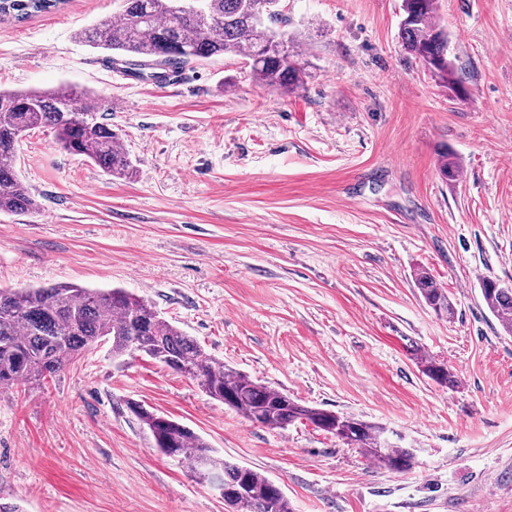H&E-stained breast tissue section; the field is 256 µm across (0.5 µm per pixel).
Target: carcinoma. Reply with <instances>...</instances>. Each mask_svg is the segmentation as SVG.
<instances>
[{
	"label": "carcinoma",
	"mask_w": 512,
	"mask_h": 512,
	"mask_svg": "<svg viewBox=\"0 0 512 512\" xmlns=\"http://www.w3.org/2000/svg\"><path fill=\"white\" fill-rule=\"evenodd\" d=\"M67 0H0L5 20L21 21L56 10ZM116 20L83 29L79 38L127 65L182 69L231 55L244 61L252 80L270 88L294 89L304 72L294 60L293 42L271 25L287 18L273 0H201L199 9L183 0H118ZM399 34L406 52L449 91L463 92L448 60V34L436 22L437 0H402ZM100 99L67 87L53 90H0V213L34 214L39 203L18 177L13 157L25 133L49 128L61 147L88 158L105 174L126 177L134 166L119 134L97 121ZM440 176L454 182L458 161L441 155ZM424 303L448 320L455 306L427 272L414 274ZM481 296L504 331L512 334V288L480 283ZM111 344L112 357L140 355L189 378L211 399L252 424L284 429L306 421L382 467L411 469L414 450L385 443V428L355 416L308 406L211 357L191 336L165 320L144 298L123 288L108 291L64 283L39 288H0V387L52 377L91 349ZM422 373L442 387L457 380L448 366L421 356ZM130 412L142 423L152 447L187 462L194 477L224 479L234 495V512H293L281 489L261 472L224 460L199 434L137 402Z\"/></svg>",
	"instance_id": "carcinoma-1"
}]
</instances>
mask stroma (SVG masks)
<instances>
[{
	"mask_svg": "<svg viewBox=\"0 0 512 512\" xmlns=\"http://www.w3.org/2000/svg\"><path fill=\"white\" fill-rule=\"evenodd\" d=\"M304 82H254L239 58L139 77L84 45L115 0L0 23V90L75 85L105 102L137 170L105 175L53 130L19 143L31 216L0 214V288H123L213 357L414 449L389 471L307 422L271 430L145 357L100 346L0 389V502L23 512H225L160 454L127 404L258 469L295 512H512V335L482 279L512 285V0H438L466 92L402 48L401 0H283ZM462 165L444 181L441 152ZM455 302L438 317L413 283ZM447 363L437 385L420 356ZM414 284L424 303L434 309L438 316L454 319L456 311L451 298L427 272L418 270L414 274Z\"/></svg>",
	"mask_w": 512,
	"mask_h": 512,
	"instance_id": "1",
	"label": "stroma"
}]
</instances>
